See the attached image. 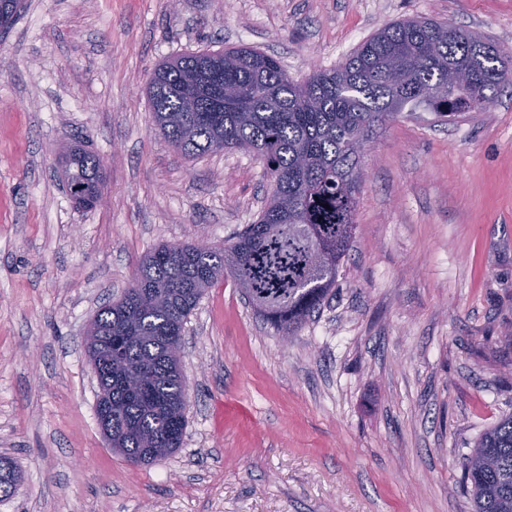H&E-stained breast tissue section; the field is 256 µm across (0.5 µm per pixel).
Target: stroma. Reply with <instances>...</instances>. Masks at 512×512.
<instances>
[{"mask_svg":"<svg viewBox=\"0 0 512 512\" xmlns=\"http://www.w3.org/2000/svg\"><path fill=\"white\" fill-rule=\"evenodd\" d=\"M433 19L512 58V0H27L0 41V512H474L461 460L512 414V86L453 123L400 117L365 145L335 294L281 342L230 276L190 314L183 442L132 467L96 417L84 338L163 244H226L271 191L262 163L187 157L147 81L249 47L301 82L377 29ZM108 189L77 208L57 149ZM22 481V472L15 462L9 457L0 456V492L3 488V497L13 495Z\"/></svg>","mask_w":512,"mask_h":512,"instance_id":"1","label":"stroma"}]
</instances>
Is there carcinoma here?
I'll use <instances>...</instances> for the list:
<instances>
[{
    "mask_svg": "<svg viewBox=\"0 0 512 512\" xmlns=\"http://www.w3.org/2000/svg\"><path fill=\"white\" fill-rule=\"evenodd\" d=\"M10 11L7 35L22 0ZM512 69L498 48L450 23L408 19L380 29L331 71L293 81L279 60L250 48L199 50L162 62L147 94L155 130L191 157L240 149L260 158L271 195L229 245L164 244L132 284L101 308L87 334L101 364L100 403L112 406V450L151 465L181 448L187 382L172 344L207 288L228 275L280 336H292L330 298L352 246L366 142L405 112L440 120L484 109ZM67 187L94 198L100 158L78 145L65 154ZM476 512H512V415L486 429L462 457ZM23 481L0 456V489Z\"/></svg>",
    "mask_w": 512,
    "mask_h": 512,
    "instance_id": "cac0c4a2",
    "label": "carcinoma"
}]
</instances>
